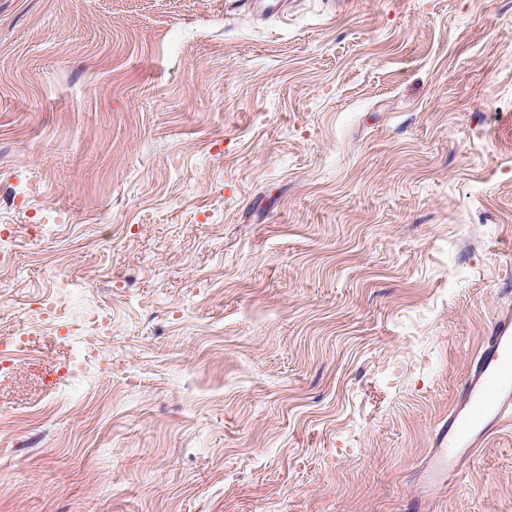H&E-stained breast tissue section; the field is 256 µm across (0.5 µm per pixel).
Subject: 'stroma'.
<instances>
[{"mask_svg":"<svg viewBox=\"0 0 512 512\" xmlns=\"http://www.w3.org/2000/svg\"><path fill=\"white\" fill-rule=\"evenodd\" d=\"M1 229L0 512H512V423L416 484L512 290V0H0ZM112 332V319L111 317L101 311H93L86 313L80 319L74 322L73 336H75L82 344V358L93 359L98 364L101 363V358L94 343L104 337H108Z\"/></svg>","mask_w":512,"mask_h":512,"instance_id":"obj_1","label":"stroma"}]
</instances>
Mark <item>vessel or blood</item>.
Here are the masks:
<instances>
[{
	"label": "vessel or blood",
	"instance_id": "b4317fda",
	"mask_svg": "<svg viewBox=\"0 0 512 512\" xmlns=\"http://www.w3.org/2000/svg\"><path fill=\"white\" fill-rule=\"evenodd\" d=\"M511 421L512 301L505 299L419 465L418 482L427 495L445 489L466 472L476 452Z\"/></svg>",
	"mask_w": 512,
	"mask_h": 512
}]
</instances>
